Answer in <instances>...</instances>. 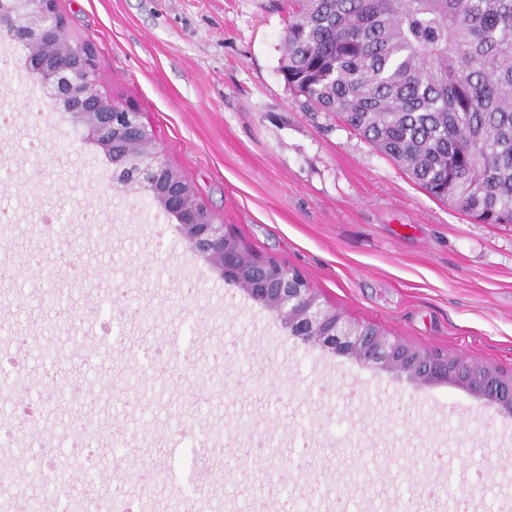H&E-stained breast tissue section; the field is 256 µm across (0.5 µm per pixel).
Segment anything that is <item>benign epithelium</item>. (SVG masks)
Segmentation results:
<instances>
[{"label": "benign epithelium", "mask_w": 512, "mask_h": 512, "mask_svg": "<svg viewBox=\"0 0 512 512\" xmlns=\"http://www.w3.org/2000/svg\"><path fill=\"white\" fill-rule=\"evenodd\" d=\"M0 31L23 45L29 77L78 137L109 157L117 182L128 188L124 174H137L136 183L176 217L191 249L267 310L289 336L417 384L459 387L512 415V371L413 346L350 319L318 291L303 286L307 279L299 269L275 258L256 259L167 162L142 113L104 89L92 46L70 37L55 0H8L0 6Z\"/></svg>", "instance_id": "1"}]
</instances>
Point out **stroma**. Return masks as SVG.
<instances>
[{
  "label": "stroma",
  "mask_w": 512,
  "mask_h": 512,
  "mask_svg": "<svg viewBox=\"0 0 512 512\" xmlns=\"http://www.w3.org/2000/svg\"><path fill=\"white\" fill-rule=\"evenodd\" d=\"M106 91L130 100L168 162L260 256L298 268L347 317L406 343L512 369V224H482L422 190L335 116L303 112L280 73L289 0H57ZM39 105L31 121L27 109ZM0 327L56 355L0 370L13 437L0 487L17 505L58 487L98 500L118 471L133 512H512V416L450 385H416L289 337L222 279L111 161L76 139L23 66L0 69ZM91 436L93 467L74 443ZM246 472L226 455L252 436ZM278 466L287 483L262 476ZM418 478L409 481L406 470Z\"/></svg>",
  "instance_id": "1"
}]
</instances>
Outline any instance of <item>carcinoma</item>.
Here are the masks:
<instances>
[{"label":"carcinoma","mask_w":512,"mask_h":512,"mask_svg":"<svg viewBox=\"0 0 512 512\" xmlns=\"http://www.w3.org/2000/svg\"><path fill=\"white\" fill-rule=\"evenodd\" d=\"M280 72L428 195L512 224V0H292Z\"/></svg>","instance_id":"obj_1"}]
</instances>
